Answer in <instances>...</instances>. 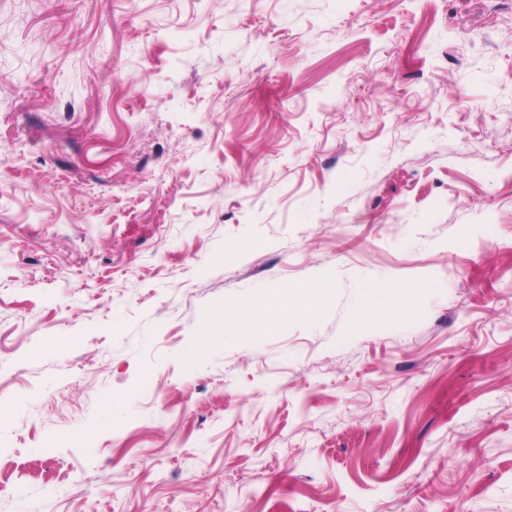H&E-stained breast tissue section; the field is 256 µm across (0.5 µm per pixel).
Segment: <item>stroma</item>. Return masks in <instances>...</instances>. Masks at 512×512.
Masks as SVG:
<instances>
[{"mask_svg": "<svg viewBox=\"0 0 512 512\" xmlns=\"http://www.w3.org/2000/svg\"><path fill=\"white\" fill-rule=\"evenodd\" d=\"M0 407V512H512V0H0Z\"/></svg>", "mask_w": 512, "mask_h": 512, "instance_id": "stroma-1", "label": "stroma"}]
</instances>
